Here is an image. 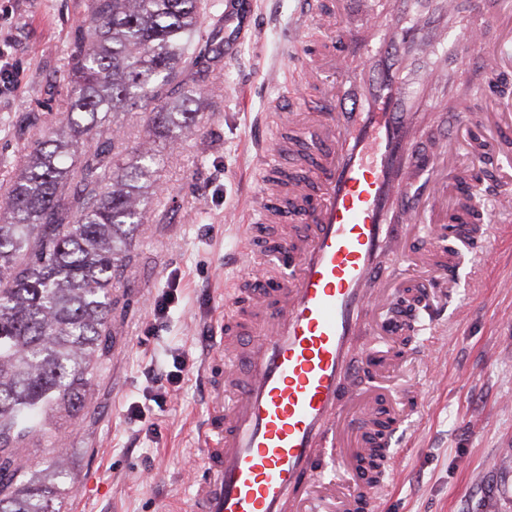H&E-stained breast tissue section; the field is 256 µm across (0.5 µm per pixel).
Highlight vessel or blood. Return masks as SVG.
Returning a JSON list of instances; mask_svg holds the SVG:
<instances>
[{"label":"vessel or blood","mask_w":512,"mask_h":512,"mask_svg":"<svg viewBox=\"0 0 512 512\" xmlns=\"http://www.w3.org/2000/svg\"><path fill=\"white\" fill-rule=\"evenodd\" d=\"M349 1L316 8L310 23L324 37L292 85L315 97L316 121L279 112L276 150L263 156L239 262L264 250L281 274L258 271L228 299L216 409L181 512H321L319 489L335 491L336 512H356L369 474L356 464L363 449L343 453L340 435L374 420L353 378L378 373L384 358L354 352L376 333L370 312L396 299L382 275L404 271L405 231L421 208L444 205L430 179L435 161L456 173L512 154L506 136L471 142L465 164L448 150L432 95L448 55H478L493 71L504 54L483 27L458 26L459 0H357L353 14ZM473 93L458 87L453 107L476 128L483 116L468 109ZM428 127L437 150L424 156L417 145ZM446 235L430 226L423 250L435 297L456 286ZM349 473L359 479L354 495L343 490Z\"/></svg>","instance_id":"b4317fda"}]
</instances>
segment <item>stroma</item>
<instances>
[{"mask_svg": "<svg viewBox=\"0 0 512 512\" xmlns=\"http://www.w3.org/2000/svg\"><path fill=\"white\" fill-rule=\"evenodd\" d=\"M88 0H0V48L19 74L18 89H0V192L13 182L34 129L29 119L62 115L70 87L65 50ZM486 12L463 7L461 26L495 16L488 42L512 32V0H485ZM300 0H252L245 30L226 23L216 42L228 52L210 65L208 90L193 134L163 149L154 177L162 193L131 245L116 282L127 304L116 317L112 356L91 397L61 434L70 459L62 512H158L182 505L199 463V430L209 420V382L220 353L224 285L245 278L232 258L244 242L259 191L262 139L289 92L288 59ZM446 305L417 341L423 359L391 362L392 389L416 386V412L393 438L400 455L383 473L378 512H512V223L487 229L482 251L465 247ZM178 301L156 316L169 289ZM185 358L179 388L165 393L155 375ZM146 418L129 419L132 403ZM157 473L146 484L147 472Z\"/></svg>", "mask_w": 512, "mask_h": 512, "instance_id": "stroma-1", "label": "stroma"}]
</instances>
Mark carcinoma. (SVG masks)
I'll list each match as a JSON object with an SVG mask.
<instances>
[{
    "instance_id": "cac0c4a2",
    "label": "carcinoma",
    "mask_w": 512,
    "mask_h": 512,
    "mask_svg": "<svg viewBox=\"0 0 512 512\" xmlns=\"http://www.w3.org/2000/svg\"><path fill=\"white\" fill-rule=\"evenodd\" d=\"M224 0H91L66 55L73 96L41 125L10 189L0 193V512H60L70 463L62 417L80 412L111 357L114 282L161 193L157 143L193 133L210 56L207 22ZM146 113L124 154L120 112ZM37 439L55 449L44 467L17 460Z\"/></svg>"
}]
</instances>
